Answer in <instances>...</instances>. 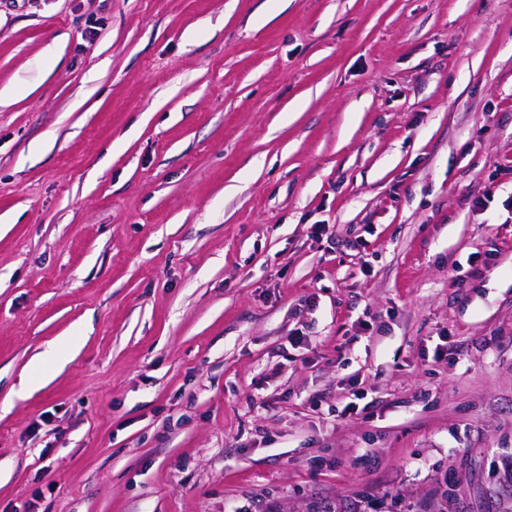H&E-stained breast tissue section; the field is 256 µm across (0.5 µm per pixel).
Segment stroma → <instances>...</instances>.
<instances>
[{
  "label": "stroma",
  "mask_w": 512,
  "mask_h": 512,
  "mask_svg": "<svg viewBox=\"0 0 512 512\" xmlns=\"http://www.w3.org/2000/svg\"><path fill=\"white\" fill-rule=\"evenodd\" d=\"M15 86L0 512H501L512 0H0Z\"/></svg>",
  "instance_id": "1"
}]
</instances>
